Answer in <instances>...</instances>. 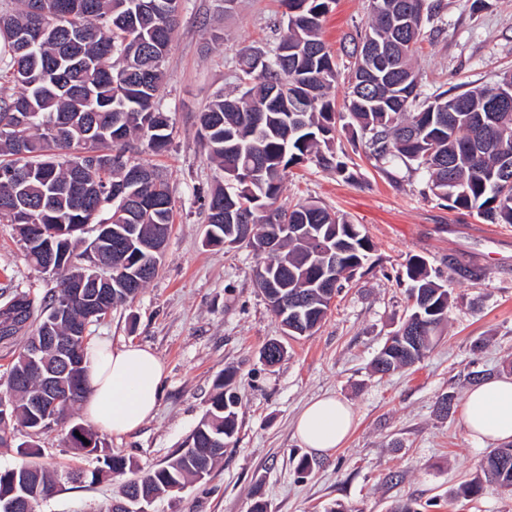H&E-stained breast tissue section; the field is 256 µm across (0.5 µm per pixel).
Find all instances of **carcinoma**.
Here are the masks:
<instances>
[{
    "label": "carcinoma",
    "instance_id": "obj_1",
    "mask_svg": "<svg viewBox=\"0 0 512 512\" xmlns=\"http://www.w3.org/2000/svg\"><path fill=\"white\" fill-rule=\"evenodd\" d=\"M33 0H12L0 10V37L7 49L0 54V82L17 91L0 93V223L25 224L20 241L28 260L42 264L39 246L29 236L62 250L56 290L40 316L26 292L13 294L0 305V339L22 331L33 337L51 323L53 335L73 346L75 367L60 384L78 391L70 412L84 398L88 327L71 282L83 283L91 298L107 291L104 283L84 279L89 263L82 224L112 226V244H102L112 256V273H129L126 284L112 288L104 318L118 305L133 300L154 278L137 274L144 265L140 244L173 222L169 182L153 167L128 156L130 139L146 140L147 149H168L172 118L160 99L164 62L177 25L182 0H45L34 16ZM286 8L281 40L293 43L288 59H270L259 68L247 57V69L237 92L215 95L200 114L201 138L208 159L221 172L238 170L232 179L216 181L204 196L209 245H224L229 237L254 248L269 259L256 268L265 297L286 289L288 310L300 306L302 322H322L331 304L330 290L319 288L324 271L321 248L333 250L336 289L351 280L370 258L373 244L359 225L316 201L283 208L277 205L289 169L305 159L316 162L346 180L353 178L345 162L331 151L336 124L350 116L377 161L399 159L423 171L430 191L450 210L474 212L492 224H512V161L504 165L498 141L512 149V110L494 113L492 128L479 132L474 113L458 106L480 107L494 87L484 86L452 94L444 91L423 97L416 86L405 85L371 67L366 44L415 71L419 35L424 23L440 9V0H371L372 20L351 37L349 91L342 110H336L331 92L339 72L334 56L320 37L323 17L336 0H280ZM35 29L34 41L25 39ZM284 87L277 99L268 91ZM31 113L25 126L15 123V112ZM259 168L253 179L241 170ZM139 170L148 180L137 194L145 205L132 210L121 205L134 186L127 176ZM288 225L280 231L278 247L257 248L271 230L267 212ZM411 311L391 334L375 361L381 374L419 360L448 320L450 293L432 276L421 258L405 267ZM10 431L25 428L37 437L49 430L44 415L33 410L30 397L41 380L27 371L23 356L9 370ZM241 399L215 384L204 418L193 431L189 446L168 462L142 469L115 455L89 429L75 425L66 435L69 448L92 460V467L66 475L51 472L37 462L36 441L17 446L18 461L0 468V505L24 494L34 502L50 497L62 482L95 483L124 477L122 493L158 497L208 477L237 432ZM483 476L462 491L477 494L482 481L512 489V444L493 449L482 465Z\"/></svg>",
    "mask_w": 512,
    "mask_h": 512
}]
</instances>
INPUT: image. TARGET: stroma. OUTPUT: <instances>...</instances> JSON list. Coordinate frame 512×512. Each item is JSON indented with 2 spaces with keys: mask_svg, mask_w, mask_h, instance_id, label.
I'll return each instance as SVG.
<instances>
[{
  "mask_svg": "<svg viewBox=\"0 0 512 512\" xmlns=\"http://www.w3.org/2000/svg\"><path fill=\"white\" fill-rule=\"evenodd\" d=\"M442 29L418 59L425 92L464 83L493 84L512 73V0H443ZM164 68L163 106L173 119L169 149L153 157L168 179L173 224L156 277L131 302L89 328V344H135L163 362L157 413L122 436L97 430L112 453L158 464L203 418L217 378L231 373L241 397L237 432L209 477L164 495L154 512H251L263 497L270 512H512V491L485 485L475 497L460 487L479 474L488 445L470 438L462 409L470 387L512 377V224H490L452 211L426 187L422 172L394 160L378 167L364 140L336 131L335 150L353 174L308 160L293 167L281 205L316 200L369 236L374 249L360 275L334 298L321 327L285 335L256 285L251 249L207 247L202 196L219 174L207 160L198 116L237 84L241 50L265 51L282 26L278 0H184ZM371 18L370 0H337L321 36L337 63L356 28ZM423 258L450 292L448 324L414 365L380 376L375 356L408 312L405 265ZM55 282L25 255L14 225L0 223V302L17 292L42 301ZM272 340L284 359L267 365ZM332 395L354 414L353 429L332 453L302 448L295 419L312 398ZM453 395L443 414L438 403ZM82 407L39 438L50 469L86 466L65 442L88 425ZM310 467L298 473L300 458ZM121 479L66 484L36 512H107Z\"/></svg>",
  "mask_w": 512,
  "mask_h": 512,
  "instance_id": "stroma-1",
  "label": "stroma"
}]
</instances>
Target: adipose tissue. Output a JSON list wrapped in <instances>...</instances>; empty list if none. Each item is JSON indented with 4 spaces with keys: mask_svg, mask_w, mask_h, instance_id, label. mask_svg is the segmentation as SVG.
<instances>
[{
    "mask_svg": "<svg viewBox=\"0 0 512 512\" xmlns=\"http://www.w3.org/2000/svg\"><path fill=\"white\" fill-rule=\"evenodd\" d=\"M163 363L148 349L133 344H98L87 352L85 414L102 430L122 435L136 430L156 412ZM351 409L333 396L311 400L296 421L304 448L329 453L349 434ZM463 423L482 444L512 441V378L475 384L463 405Z\"/></svg>",
    "mask_w": 512,
    "mask_h": 512,
    "instance_id": "obj_1",
    "label": "adipose tissue"
}]
</instances>
